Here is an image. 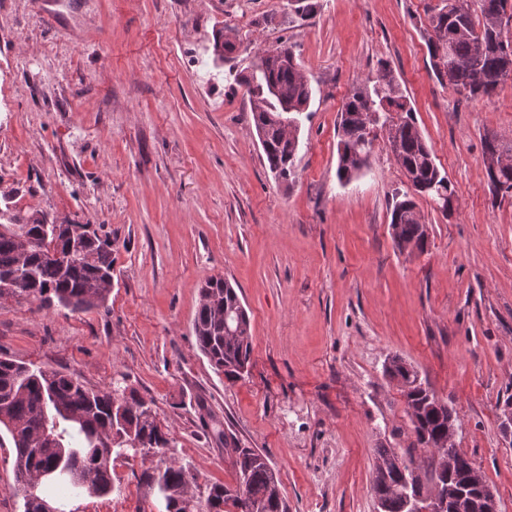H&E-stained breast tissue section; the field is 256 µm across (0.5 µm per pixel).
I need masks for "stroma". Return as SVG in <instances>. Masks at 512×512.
<instances>
[{"label": "stroma", "mask_w": 512, "mask_h": 512, "mask_svg": "<svg viewBox=\"0 0 512 512\" xmlns=\"http://www.w3.org/2000/svg\"><path fill=\"white\" fill-rule=\"evenodd\" d=\"M440 0H0V195L18 210L86 224L112 242V290L74 312L0 300V357L95 389L125 378L153 400L195 492L232 484L225 437L265 453L289 512H379L375 451L414 436L385 377L401 357L457 418L455 446L512 512V197L494 196L484 140L512 144V77L468 99L431 71L424 26ZM237 49L206 63L216 31ZM291 47L312 89L296 174L275 179L245 85L263 49ZM389 62L417 127L454 185L443 214L417 207L425 251L390 224L407 188L383 140L339 181L338 123L356 83ZM237 289L249 374L230 382L192 330L201 288ZM118 459L113 492L71 512H159Z\"/></svg>", "instance_id": "stroma-1"}]
</instances>
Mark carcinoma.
<instances>
[{"label": "carcinoma", "mask_w": 512, "mask_h": 512, "mask_svg": "<svg viewBox=\"0 0 512 512\" xmlns=\"http://www.w3.org/2000/svg\"><path fill=\"white\" fill-rule=\"evenodd\" d=\"M508 8L512 10V0H441L424 28L431 68L440 83L476 99L490 96L502 80L512 76V28L498 24ZM235 49V44L224 40L223 32L213 35L215 61L224 60ZM276 50L288 54V61L261 74L252 70L240 82L248 88L255 128L265 130L263 152L269 168L287 180L294 174L299 143L285 136L279 119L297 120L308 111L312 88L293 51L286 45ZM360 112L373 113L374 123L385 125L393 122L390 113H398V150L408 190L395 202L391 226L402 240L414 242L422 251L427 242L425 227L408 217L417 208L415 196L428 197L447 209L455 190L418 130L388 62H379L376 76L356 84L341 109L337 175L345 181L362 170L372 148L357 119ZM486 172L494 195L512 193V163L488 166ZM17 229L33 241L26 254L20 250ZM70 246V225L55 229L37 213L0 206V280L12 276L20 264L28 267L8 296L24 297L41 307L56 303L73 311L103 305L108 294L92 290L91 283L112 278L111 243L97 235L88 238L74 258L67 257ZM192 329L200 351L216 370L228 380L243 376L252 351L250 318L231 283L221 277L206 283ZM385 373L413 385L406 394V414L415 440L402 455L392 448L376 450L373 491L380 512H410L414 497L443 479L444 472L434 467L425 482L407 486L406 471L419 446L454 457L455 480L469 495H476V489L467 487L472 462L441 443L448 422L457 421L448 404L438 401L428 387L416 384L417 372L398 356L388 360ZM47 426L54 430L52 439L42 437ZM0 430L13 442L14 491L22 495L24 512H39L47 489L106 496L112 492V461L132 456L136 444L163 455L172 443L168 426L157 421L152 402L128 395L118 385L93 389L61 370L32 368L2 357ZM224 447L230 448L233 458L235 484L213 485L190 506L185 497L195 487L190 467L161 458L144 474L163 512H288L266 455L228 441Z\"/></svg>", "instance_id": "carcinoma-1"}]
</instances>
